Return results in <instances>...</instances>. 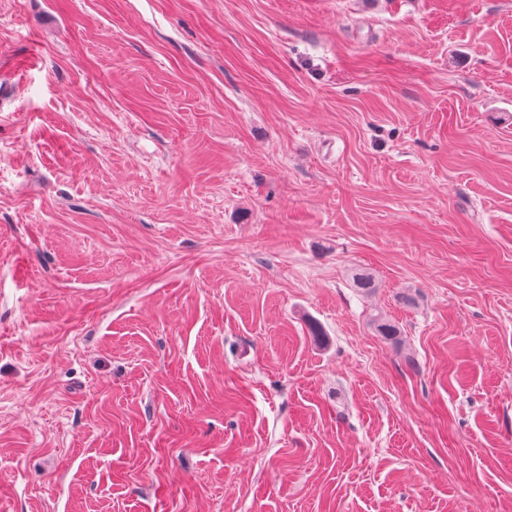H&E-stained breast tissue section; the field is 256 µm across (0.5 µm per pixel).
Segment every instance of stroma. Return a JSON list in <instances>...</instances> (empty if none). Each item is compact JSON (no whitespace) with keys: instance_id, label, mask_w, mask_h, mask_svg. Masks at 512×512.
Instances as JSON below:
<instances>
[{"instance_id":"35a3bbf8","label":"stroma","mask_w":512,"mask_h":512,"mask_svg":"<svg viewBox=\"0 0 512 512\" xmlns=\"http://www.w3.org/2000/svg\"><path fill=\"white\" fill-rule=\"evenodd\" d=\"M6 79L0 512H512V0H0Z\"/></svg>"}]
</instances>
